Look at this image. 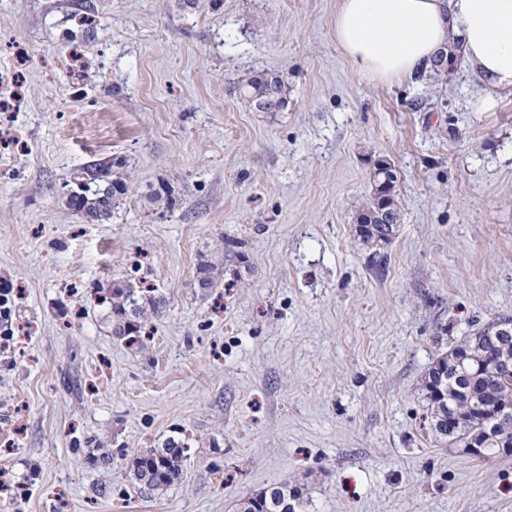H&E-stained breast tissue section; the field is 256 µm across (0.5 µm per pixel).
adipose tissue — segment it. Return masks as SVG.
<instances>
[{
    "label": "adipose tissue",
    "mask_w": 512,
    "mask_h": 512,
    "mask_svg": "<svg viewBox=\"0 0 512 512\" xmlns=\"http://www.w3.org/2000/svg\"><path fill=\"white\" fill-rule=\"evenodd\" d=\"M334 30L360 74L416 76L453 43L484 84L476 111L512 94V0H341Z\"/></svg>",
    "instance_id": "obj_1"
}]
</instances>
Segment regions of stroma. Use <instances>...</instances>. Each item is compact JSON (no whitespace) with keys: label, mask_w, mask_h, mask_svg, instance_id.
Masks as SVG:
<instances>
[{"label":"stroma","mask_w":512,"mask_h":512,"mask_svg":"<svg viewBox=\"0 0 512 512\" xmlns=\"http://www.w3.org/2000/svg\"><path fill=\"white\" fill-rule=\"evenodd\" d=\"M340 0H0L29 53L0 152V512H234L282 482L310 512H512V456L437 440L436 357L512 317V96L490 112L461 55L447 74L360 77ZM281 77L288 106L238 88ZM400 172L385 263L356 218L375 160ZM112 162L109 220L65 208L71 173ZM163 303L128 343L99 290ZM175 440L180 480L131 458ZM115 454L97 463L99 449ZM187 452L188 448L174 440L165 448L143 449L134 458L133 476L149 489L169 486L181 477Z\"/></svg>","instance_id":"1"}]
</instances>
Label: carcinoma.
I'll use <instances>...</instances> for the list:
<instances>
[{
    "mask_svg": "<svg viewBox=\"0 0 512 512\" xmlns=\"http://www.w3.org/2000/svg\"><path fill=\"white\" fill-rule=\"evenodd\" d=\"M243 94L258 112H278L288 105L285 83L277 76L254 77ZM72 178L85 183V212L97 222L112 214V208L100 205L105 186L112 185L114 197L128 192L125 181L112 176L109 164H89L74 171ZM372 180L370 199L357 223L365 226L362 238L375 249V257L382 259L385 245L392 241L384 237V222L400 221L399 178L386 168L376 170ZM154 292L139 285L111 288L105 301L117 317L115 335L136 341L133 333L144 326L145 311L157 306ZM502 321L498 317L486 323L437 357L451 366L441 373H428L425 385L436 432L463 448L473 438L481 440L480 458L496 457L501 449L512 448V335L501 333ZM187 452L188 448L173 440L161 449H143L134 458L133 476L149 489L169 486L181 477ZM235 507L237 512H306L308 499L300 488L284 482L241 499Z\"/></svg>",
    "mask_w": 512,
    "mask_h": 512,
    "instance_id": "cac0c4a2",
    "label": "carcinoma"
}]
</instances>
